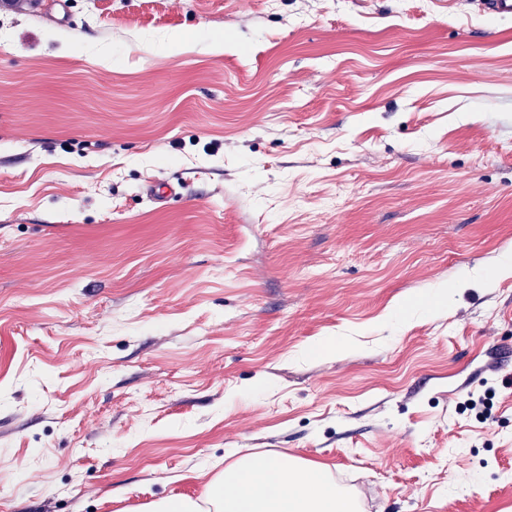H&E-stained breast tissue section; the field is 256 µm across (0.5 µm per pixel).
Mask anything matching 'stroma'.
Segmentation results:
<instances>
[{
	"instance_id": "stroma-1",
	"label": "stroma",
	"mask_w": 512,
	"mask_h": 512,
	"mask_svg": "<svg viewBox=\"0 0 512 512\" xmlns=\"http://www.w3.org/2000/svg\"><path fill=\"white\" fill-rule=\"evenodd\" d=\"M509 247L512 17L0 0V512L194 499L238 450L512 512Z\"/></svg>"
}]
</instances>
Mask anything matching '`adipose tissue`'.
<instances>
[{"label": "adipose tissue", "instance_id": "1", "mask_svg": "<svg viewBox=\"0 0 512 512\" xmlns=\"http://www.w3.org/2000/svg\"><path fill=\"white\" fill-rule=\"evenodd\" d=\"M356 512L326 467L285 454L247 453L211 479L200 500L167 497L142 512Z\"/></svg>", "mask_w": 512, "mask_h": 512}]
</instances>
